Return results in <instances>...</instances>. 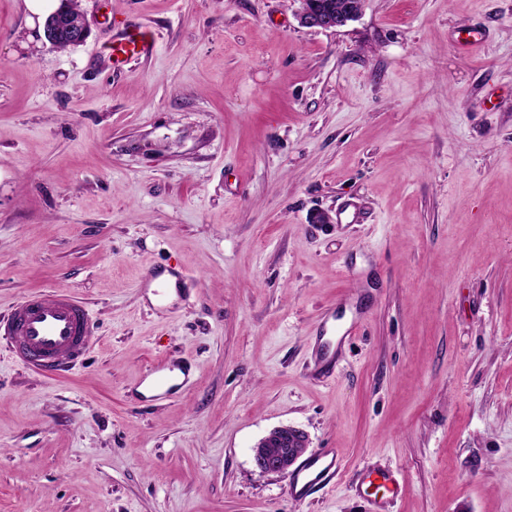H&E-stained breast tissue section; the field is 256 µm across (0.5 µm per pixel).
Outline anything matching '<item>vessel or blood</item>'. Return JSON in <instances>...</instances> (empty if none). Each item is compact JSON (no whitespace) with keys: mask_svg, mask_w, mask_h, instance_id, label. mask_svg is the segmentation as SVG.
I'll return each mask as SVG.
<instances>
[{"mask_svg":"<svg viewBox=\"0 0 512 512\" xmlns=\"http://www.w3.org/2000/svg\"><path fill=\"white\" fill-rule=\"evenodd\" d=\"M150 45L146 32L140 27H122L112 35L106 61L112 69H122ZM0 332L13 338L15 353L22 362L47 376L72 371L94 343L93 326L85 304L63 293L34 295L18 302L9 317L0 321ZM174 373L179 376L178 389H185L191 375L189 363L157 359L147 368L148 377L160 381ZM339 471L337 449L322 448L300 458L289 484L292 499L305 501L317 490L333 483ZM378 475L387 485L388 494L373 501V512H389L401 487L391 470H379Z\"/></svg>","mask_w":512,"mask_h":512,"instance_id":"1","label":"vessel or blood"}]
</instances>
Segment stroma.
I'll use <instances>...</instances> for the list:
<instances>
[{"label": "stroma", "instance_id": "stroma-1", "mask_svg": "<svg viewBox=\"0 0 512 512\" xmlns=\"http://www.w3.org/2000/svg\"><path fill=\"white\" fill-rule=\"evenodd\" d=\"M80 7L60 51L0 0V316L63 292L96 338L62 377L0 341V512H371L377 468L392 512H512V0ZM159 358L194 383L149 402ZM281 425L339 451L302 503L253 461ZM355 10L336 11L331 5L314 4L299 15V23L307 28L332 29L346 25L359 13ZM150 45L151 41L140 27L124 26L112 34L110 53L105 61L112 69L120 70L144 53ZM377 474L383 480V486L386 488L388 496H383L379 500L372 501V512H390V504L400 494L401 487L391 470L380 469L377 471ZM389 485H391L392 487H390Z\"/></svg>", "mask_w": 512, "mask_h": 512}]
</instances>
